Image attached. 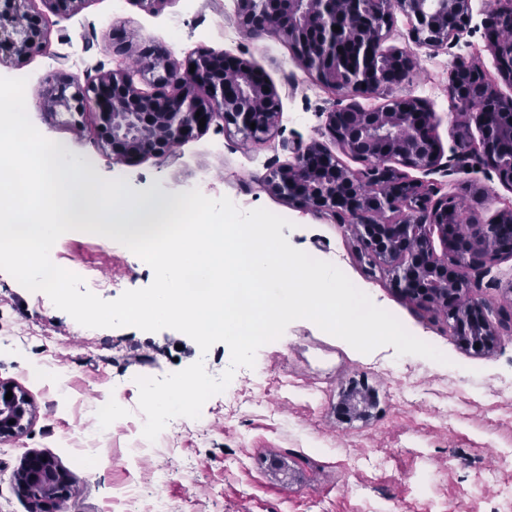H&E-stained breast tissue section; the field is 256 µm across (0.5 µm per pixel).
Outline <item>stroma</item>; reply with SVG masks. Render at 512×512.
Listing matches in <instances>:
<instances>
[{
  "instance_id": "stroma-1",
  "label": "stroma",
  "mask_w": 512,
  "mask_h": 512,
  "mask_svg": "<svg viewBox=\"0 0 512 512\" xmlns=\"http://www.w3.org/2000/svg\"><path fill=\"white\" fill-rule=\"evenodd\" d=\"M470 5L466 29L448 44L418 46L399 12L386 44L412 55V77L398 93L434 112L442 158L452 163L431 174L409 168L406 176L429 185L434 198L455 197L462 220L486 224L512 203V187L488 166L454 162L460 127L448 82L459 61L495 75L484 32L499 0ZM29 8L42 20L49 50L5 60L0 77L25 79L28 117L45 138L92 157L96 176L124 179L144 196L175 198L196 188L213 199L228 197L243 211L263 207L287 218L291 226L283 234L293 248L334 264L447 361L400 355L391 346L361 353L300 319L259 349L254 367L237 369L199 418H178L176 428L143 453L128 421L98 431L94 406L115 394L137 407L139 391L130 382L140 374L161 378L200 360L220 376L230 365L228 346L217 343L204 353L173 329L124 326L84 334L40 292L0 271V382L23 389L35 407L22 434L0 440V512H40L17 484L20 464L32 452L52 457L67 473L66 512H113V492L132 483L157 485L170 512H512L498 497L499 488L512 483V468L496 463L498 452L512 450V332L499 330L489 351L466 349L441 314L403 297L392 271L361 256L350 221L316 215L262 182L268 167L288 162L287 143L316 140L335 148L325 112L351 102L376 109L384 97L320 86L287 41L241 31L236 0H167L155 13L131 0H86L73 15L51 11L44 0H31ZM118 20L132 43L160 45L179 59L205 47L251 61L280 94L278 129L257 142L218 120L168 155L116 160L99 138L95 113L46 111L41 93L54 70L81 83L88 69L124 64L104 41ZM52 251L58 266L108 279L109 287L98 292L107 301L154 279L130 250L88 233H65ZM474 297L496 309L512 307V258L492 267ZM46 358L58 363L66 392L34 380ZM352 380L375 393L370 419L343 421L336 414Z\"/></svg>"
}]
</instances>
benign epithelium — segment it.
Segmentation results:
<instances>
[{
	"label": "benign epithelium",
	"instance_id": "1",
	"mask_svg": "<svg viewBox=\"0 0 512 512\" xmlns=\"http://www.w3.org/2000/svg\"><path fill=\"white\" fill-rule=\"evenodd\" d=\"M84 0H47L62 14L75 13ZM470 0H344L337 14L336 0H237V24L248 30L284 39L300 64L315 80L331 88H352L387 97L382 108L366 110L353 102L326 113V127L341 150L370 167L352 172L337 156L313 141L288 145L292 161L273 167L264 184L274 194L298 202L309 211L334 218H349L356 228L360 251L372 263L395 273V285L409 300L441 307L456 334L471 337L468 346L488 349L498 329H512V311L501 310L490 319L482 301L459 303L463 294L480 286V276L497 259L512 257V237L501 228L512 224V206L488 223L464 224L448 199L432 201L431 191L409 181L395 165L441 170V148L434 135V113L420 100L395 94L412 76V57L384 47L394 12L410 18L415 42L437 48L462 32L470 18ZM340 27L335 31L334 27ZM512 27V0H504L485 27L499 77L512 84V40L502 32ZM112 52L125 56L131 48L125 22L112 23L107 33ZM346 43L348 61L337 56ZM48 48L46 33L27 0H0V51L27 56ZM139 66L119 67L87 74L81 86L61 71L45 79L42 103L49 112L92 111L112 155L133 161L146 155H166L182 141L221 119L248 138L272 133L282 112L277 90L249 60L202 49L185 61L154 44L140 48ZM195 70H190V67ZM152 76L154 91L144 92L135 78ZM448 97L462 126L475 122L477 146L459 137L460 159L473 158L490 166L512 187V99L502 96L483 71L463 62L453 64ZM255 127H250V124ZM391 213L377 220L378 213ZM446 246L444 257L435 255L432 237ZM477 273V279L467 272ZM12 392V398L5 395ZM376 401L368 387L352 382L344 389L337 410L346 420L370 416ZM31 400L13 385L0 384V438L26 428ZM15 423H9V420ZM44 455L30 454L21 463V489H65V472Z\"/></svg>",
	"mask_w": 512,
	"mask_h": 512
}]
</instances>
